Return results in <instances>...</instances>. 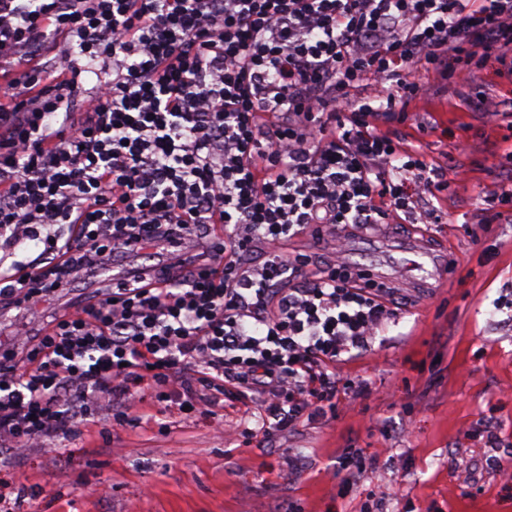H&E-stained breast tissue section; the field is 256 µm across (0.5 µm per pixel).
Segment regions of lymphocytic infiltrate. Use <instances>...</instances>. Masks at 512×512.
Listing matches in <instances>:
<instances>
[{"instance_id": "lymphocytic-infiltrate-1", "label": "lymphocytic infiltrate", "mask_w": 512, "mask_h": 512, "mask_svg": "<svg viewBox=\"0 0 512 512\" xmlns=\"http://www.w3.org/2000/svg\"><path fill=\"white\" fill-rule=\"evenodd\" d=\"M491 59L512 77V0H0V308L104 281L0 352V512H24L13 459L128 425L147 386L218 427L250 404L266 439L334 410L393 296L344 242L330 265L284 243L439 223L444 169L396 126Z\"/></svg>"}]
</instances>
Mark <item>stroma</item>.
<instances>
[{
    "label": "stroma",
    "mask_w": 512,
    "mask_h": 512,
    "mask_svg": "<svg viewBox=\"0 0 512 512\" xmlns=\"http://www.w3.org/2000/svg\"><path fill=\"white\" fill-rule=\"evenodd\" d=\"M488 61L399 131L427 162L447 164L438 224H394L350 236L346 260L387 273L398 308L339 368L336 412L304 418L259 444L224 439L210 424L162 412L113 435L89 419L75 441L32 449L12 475L22 492L50 489L36 512H512V214L483 223L512 168V79ZM485 98L497 124L473 105ZM75 279L36 305L0 310V347L13 330H40L63 305L92 298ZM353 452L356 479L339 459ZM293 459L286 468L285 459Z\"/></svg>",
    "instance_id": "stroma-1"
}]
</instances>
